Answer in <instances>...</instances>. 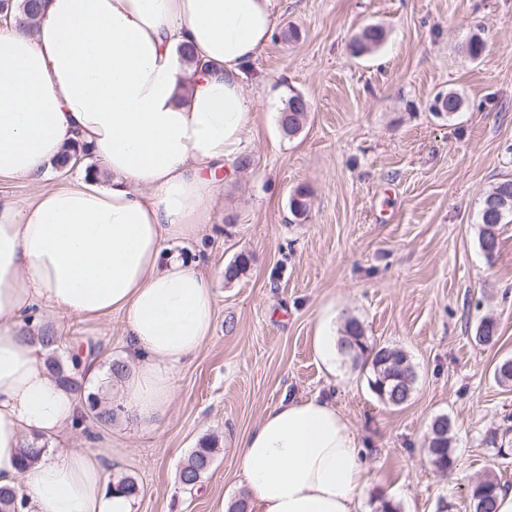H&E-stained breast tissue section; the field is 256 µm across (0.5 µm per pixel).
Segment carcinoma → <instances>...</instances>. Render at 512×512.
<instances>
[{
	"instance_id": "obj_1",
	"label": "carcinoma",
	"mask_w": 512,
	"mask_h": 512,
	"mask_svg": "<svg viewBox=\"0 0 512 512\" xmlns=\"http://www.w3.org/2000/svg\"><path fill=\"white\" fill-rule=\"evenodd\" d=\"M41 7L42 0H0V13L12 16L20 26L28 30L36 26ZM383 39L384 32L381 28L369 27L354 40L353 49L357 53H364L378 47ZM462 107V97L450 91L446 94H437L431 110L438 115L443 112L450 115L460 111ZM307 112L308 105L300 101V96H290L279 115V121L283 122V133L291 136L300 130L305 124ZM87 155L89 148L75 142L55 164V168L67 169L71 161ZM309 206V192L303 188L297 189L290 197V211L296 217L307 214ZM511 218L512 179H503L485 193L478 211V223L481 224L479 246L487 257H492L499 249V225L509 223ZM474 340L480 345L496 343V322L491 318L482 319L476 328ZM339 351L343 360L351 363L353 367L367 368L368 386L385 404L401 406L411 398L418 383V373L407 354L396 347H377L369 343L357 319L351 318L345 322ZM48 367L70 390L81 392L82 377L79 363L75 362L66 368L59 360L50 357ZM494 378L502 386H512V358L505 359L495 366ZM89 409L94 411L96 424L100 427L112 424L117 416V410L111 406L102 407L91 402ZM451 427L448 416L440 415L433 421L428 435V456L436 469L443 472L453 466ZM213 456L212 448L202 446L194 449L179 471L180 483L187 489H193L210 469ZM500 486L498 479L492 476L472 483L468 493L473 512H496V495ZM20 506L22 502L18 501L17 492L0 488V512H20Z\"/></svg>"
}]
</instances>
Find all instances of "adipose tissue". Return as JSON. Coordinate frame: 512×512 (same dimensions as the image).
I'll return each instance as SVG.
<instances>
[{
	"mask_svg": "<svg viewBox=\"0 0 512 512\" xmlns=\"http://www.w3.org/2000/svg\"><path fill=\"white\" fill-rule=\"evenodd\" d=\"M276 2L47 0L35 31L0 27V178L38 181L76 141L112 177L0 200V487L24 494L22 512H132L91 447H56L83 405L23 330L40 311L120 314L129 370L117 383L89 366L87 386L120 385L141 426L166 413L215 315L204 261L178 248L213 220L204 169L234 164L253 123L244 70L272 38ZM34 441L44 450L21 468ZM239 446L258 512H356L366 466L332 402H279Z\"/></svg>",
	"mask_w": 512,
	"mask_h": 512,
	"instance_id": "obj_1",
	"label": "adipose tissue"
}]
</instances>
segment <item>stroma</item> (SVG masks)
Listing matches in <instances>:
<instances>
[{"mask_svg":"<svg viewBox=\"0 0 512 512\" xmlns=\"http://www.w3.org/2000/svg\"><path fill=\"white\" fill-rule=\"evenodd\" d=\"M383 43L354 53L363 29ZM479 36V59L462 47ZM461 95L460 112L431 110L437 93ZM255 121L242 142L250 165L222 170L213 221L183 255L203 256L214 284L210 338L175 375L176 397L155 427L133 420L94 428L101 450L140 488L132 512H220L236 503V442L281 399H330L365 455L359 512L381 498L401 512H471L466 488L491 474L512 485V387L495 365L512 357V223L500 247H479L478 209L494 183L512 179V0H279L271 41L245 69ZM301 94L308 119L285 136L278 117ZM49 170L37 183L1 179L0 197L33 202L75 182ZM310 192L303 218L289 208ZM246 271L224 272L239 254ZM360 321L370 343L404 350L418 373L409 401L384 404L364 372L337 362L328 373L313 336L320 317ZM499 339H473L482 317ZM61 341H89L124 359L121 315L77 320L46 313ZM454 427L455 467L438 472L424 449L432 421ZM215 448L196 489L178 472L201 443Z\"/></svg>","mask_w":512,"mask_h":512,"instance_id":"35a3bbf8","label":"stroma"}]
</instances>
